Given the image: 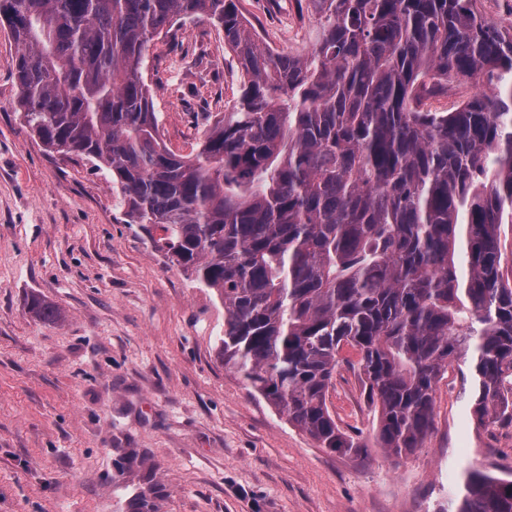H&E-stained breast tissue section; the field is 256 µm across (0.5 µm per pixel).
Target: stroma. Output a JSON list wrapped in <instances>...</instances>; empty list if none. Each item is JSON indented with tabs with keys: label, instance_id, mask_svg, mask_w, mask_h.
Returning <instances> with one entry per match:
<instances>
[{
	"label": "stroma",
	"instance_id": "35a3bbf8",
	"mask_svg": "<svg viewBox=\"0 0 512 512\" xmlns=\"http://www.w3.org/2000/svg\"><path fill=\"white\" fill-rule=\"evenodd\" d=\"M237 6L263 45L310 51L307 0ZM16 54L0 26V512H131L139 494L154 512H457L470 470L512 478V425L477 426L462 362L436 386L422 448L402 458L318 447L255 395L221 360L218 293L126 223L105 172L48 156L22 123ZM143 78L183 155L242 82L203 19L159 36ZM36 298L59 320L38 318ZM327 406L345 432L372 438L377 416L352 370Z\"/></svg>",
	"mask_w": 512,
	"mask_h": 512
}]
</instances>
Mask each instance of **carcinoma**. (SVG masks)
I'll use <instances>...</instances> for the list:
<instances>
[{
    "label": "carcinoma",
    "instance_id": "carcinoma-1",
    "mask_svg": "<svg viewBox=\"0 0 512 512\" xmlns=\"http://www.w3.org/2000/svg\"><path fill=\"white\" fill-rule=\"evenodd\" d=\"M306 55L262 46L236 0H0L18 111L45 150L112 178L127 222L224 300L220 357L319 447L367 453L326 395L337 368L396 457L432 428L455 359L481 425H512V30L479 0H309ZM224 32L243 82L196 153L163 142L142 78L182 19ZM484 76L447 112L424 107ZM359 361L343 358L344 348ZM458 512H512V479L474 470Z\"/></svg>",
    "mask_w": 512,
    "mask_h": 512
}]
</instances>
